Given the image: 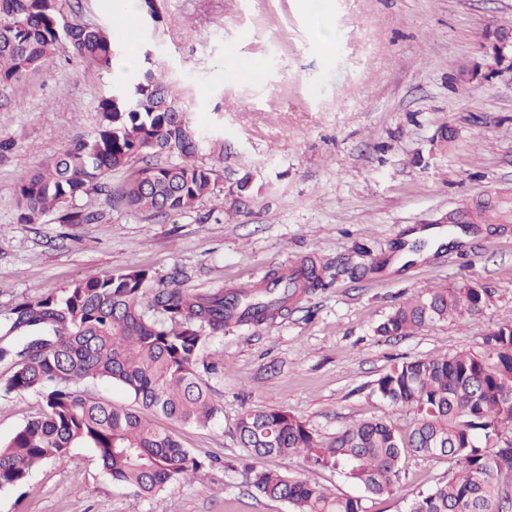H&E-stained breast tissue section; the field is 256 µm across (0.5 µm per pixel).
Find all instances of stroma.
I'll return each instance as SVG.
<instances>
[{
  "mask_svg": "<svg viewBox=\"0 0 512 512\" xmlns=\"http://www.w3.org/2000/svg\"><path fill=\"white\" fill-rule=\"evenodd\" d=\"M155 26L126 30L115 0H67L69 21L100 26L122 48L151 52L186 115L207 136L197 156L211 194L189 212L149 216L93 192L94 224L44 216L19 222L15 188L45 157L98 126L110 72L59 55L0 85V312L96 272L144 269L181 288L250 287L304 259L329 267L327 287L286 315L210 337L224 372L209 383L222 406L207 427L161 420L201 456L154 497L112 481L95 452L74 448L0 490V512H290L256 494L236 461L235 423L248 408H283L328 441L381 419L408 429L411 410L371 389L394 365L434 354H483L484 333L512 321V63L495 62L489 33L512 32V0H158ZM328 15L334 47L315 26ZM256 62L254 79L241 78ZM252 172L256 190L228 189ZM475 282L490 299L467 326L403 336L378 326L404 302ZM32 392H0V440L37 416ZM267 468L335 492L359 487L300 455ZM447 459L409 453L393 495L368 512H406L408 494L448 476Z\"/></svg>",
  "mask_w": 512,
  "mask_h": 512,
  "instance_id": "1",
  "label": "stroma"
}]
</instances>
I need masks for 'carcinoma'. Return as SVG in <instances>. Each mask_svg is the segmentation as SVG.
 Here are the masks:
<instances>
[{
  "instance_id": "obj_1",
  "label": "carcinoma",
  "mask_w": 512,
  "mask_h": 512,
  "mask_svg": "<svg viewBox=\"0 0 512 512\" xmlns=\"http://www.w3.org/2000/svg\"><path fill=\"white\" fill-rule=\"evenodd\" d=\"M63 0H0V84L20 82L61 52L105 70L123 57L104 28L61 23ZM96 135L43 161L17 189L21 220L52 216L60 224H91L100 213L76 201L92 191L112 195L110 173L144 153L177 155L131 174L119 190L138 212L181 214L212 190V170L196 163L205 136L189 123L165 74L146 52L138 76L101 99ZM326 286L315 265L268 274L250 289L191 293L148 272L93 273L58 293L24 299L0 314V390L41 397L37 417L0 442V489L72 448H91L112 480L141 495H158L209 462L182 447L144 412L208 426L221 412L204 376L224 369L206 353L208 339L230 325L266 323L307 288ZM487 292L471 282L433 288L395 309L378 327L384 336L448 320L472 322ZM482 355L458 352L403 362L376 380L372 394L416 415L408 433L383 420L347 427L323 443L286 409H247L236 432L246 450L248 484L285 500L291 512H367L366 502L393 494V477L411 451L446 457L448 479L411 494L407 512H512V322L485 334ZM122 385L141 410L119 407L80 388L84 382ZM304 455L314 469L334 470L363 495L329 491L305 477L268 470L271 455Z\"/></svg>"
}]
</instances>
